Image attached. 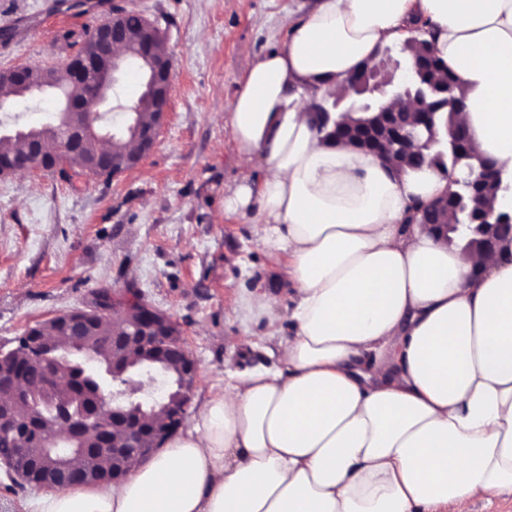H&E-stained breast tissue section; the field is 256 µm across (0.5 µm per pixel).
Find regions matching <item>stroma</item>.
Returning <instances> with one entry per match:
<instances>
[{"instance_id": "1", "label": "stroma", "mask_w": 512, "mask_h": 512, "mask_svg": "<svg viewBox=\"0 0 512 512\" xmlns=\"http://www.w3.org/2000/svg\"><path fill=\"white\" fill-rule=\"evenodd\" d=\"M158 22L172 57L166 121L139 168L111 180L58 174L0 178V348L99 294L140 293L170 316L197 362L188 406L272 366L294 333L285 256L257 241L256 213L225 210L243 157L224 115L253 60L282 47L288 16L314 0H123ZM104 8L57 10L56 0H0V69L62 67L103 20ZM262 296L265 313L248 305ZM40 488L0 464V512H34Z\"/></svg>"}]
</instances>
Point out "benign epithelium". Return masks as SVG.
<instances>
[{"label": "benign epithelium", "mask_w": 512, "mask_h": 512, "mask_svg": "<svg viewBox=\"0 0 512 512\" xmlns=\"http://www.w3.org/2000/svg\"><path fill=\"white\" fill-rule=\"evenodd\" d=\"M123 5L112 2V16L106 17L93 30L91 40L95 50L80 54L66 65L71 82L86 88L95 103L88 108L92 120L78 129L73 123H61L56 129L52 149L39 148V156L30 153L0 155V177L17 173L34 175L49 170L57 159L76 160L82 175L94 178L103 171L118 175L137 168L153 147L169 109L171 97L172 59L160 49L163 33L156 22L145 20L135 41H130L119 19ZM137 59L144 76L142 95L151 99L157 119L146 127L134 117L136 109L128 110L125 128L137 145L129 155L115 156L100 148L91 157L84 155L83 142L88 137L105 142L100 133V110L129 56ZM419 63L412 61L394 70L399 79L382 78L378 69L368 64L360 74L348 80L344 95H326L314 99L307 110L315 113L324 139L356 145L384 160L400 174L407 168L408 156L443 145L439 134V113L431 111L430 102L439 96L453 108V115L465 108V99L442 83L415 82ZM8 95H53L61 111L72 113L75 98L35 80L30 66L9 70ZM345 108V121L331 122L328 102ZM449 145H459L458 162L463 168L448 172L454 190L426 204L421 210L420 224L431 234L448 242L460 237L465 240L463 251L485 258L512 253V209L495 211L490 199L498 193L512 194V182L505 184L500 171L475 159L471 152L469 130L457 122L448 129ZM151 311L153 307L139 296L107 303L99 309L75 311L58 316L57 325L67 335L71 345L60 344L48 335L51 322L29 331L8 351L0 350V432L14 434L17 448L9 465L24 482L42 489L62 488L72 484L74 460L93 451L119 465V480L125 475L132 458L147 459L157 451L158 439L144 434V425L153 411L143 403L124 406L121 397L133 394L150 380L153 393H158L157 374L153 365L161 363L171 352L179 351L181 399L174 404L164 402L168 414L181 420L186 413L198 374L197 363L190 354L183 336H171L167 323L148 320L135 323L132 329L115 326L107 334L98 330L96 317L114 318L116 312L127 317L131 312ZM95 346L112 350V358L99 361L92 374L107 377L117 384L111 392L105 385L97 389L90 404L84 403L77 392L75 380L59 368L61 356L86 354ZM46 438V448L36 468L28 465L29 442L32 434Z\"/></svg>", "instance_id": "benign-epithelium-1"}]
</instances>
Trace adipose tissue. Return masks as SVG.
Here are the masks:
<instances>
[{
    "label": "adipose tissue",
    "mask_w": 512,
    "mask_h": 512,
    "mask_svg": "<svg viewBox=\"0 0 512 512\" xmlns=\"http://www.w3.org/2000/svg\"><path fill=\"white\" fill-rule=\"evenodd\" d=\"M417 18L468 93L461 123L512 176V0H317L226 117L268 167L242 169L224 207L256 210L259 243L287 255L293 336L123 481L37 512H461L512 495V257L423 232L410 218L447 178L326 144L306 110Z\"/></svg>",
    "instance_id": "ef3b65f1"
}]
</instances>
